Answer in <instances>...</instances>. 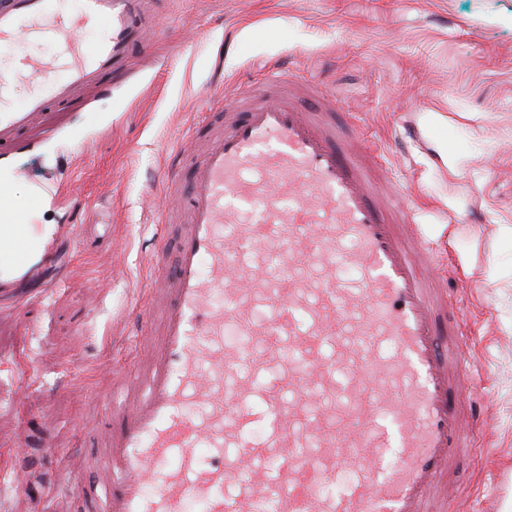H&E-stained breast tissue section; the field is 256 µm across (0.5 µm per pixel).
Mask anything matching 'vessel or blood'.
I'll return each mask as SVG.
<instances>
[{
  "label": "vessel or blood",
  "instance_id": "b4317fda",
  "mask_svg": "<svg viewBox=\"0 0 512 512\" xmlns=\"http://www.w3.org/2000/svg\"><path fill=\"white\" fill-rule=\"evenodd\" d=\"M156 3L80 0L71 15L60 0H0V50L33 83L22 108L0 107V151L123 78L153 42ZM95 25L92 44L75 40ZM38 36L76 52L64 79L29 55ZM267 84L195 128L200 153L172 146L163 190L187 218L149 258L160 271L176 253L162 306L139 314L138 395L101 416L105 452L73 460L75 483L108 477L104 507L84 512H433L473 445L478 400L459 397L472 366L425 240L402 230L412 203L355 149L357 126L329 121L334 92L282 68ZM365 448L400 463L356 467Z\"/></svg>",
  "mask_w": 512,
  "mask_h": 512
}]
</instances>
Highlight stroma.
<instances>
[{
	"instance_id": "stroma-1",
	"label": "stroma",
	"mask_w": 512,
	"mask_h": 512,
	"mask_svg": "<svg viewBox=\"0 0 512 512\" xmlns=\"http://www.w3.org/2000/svg\"><path fill=\"white\" fill-rule=\"evenodd\" d=\"M130 74L0 152L35 263L0 283V512H79L65 459L134 371L169 145L274 63L334 83L464 309L484 392L450 512H512V0H160ZM43 194L32 205L33 191Z\"/></svg>"
}]
</instances>
